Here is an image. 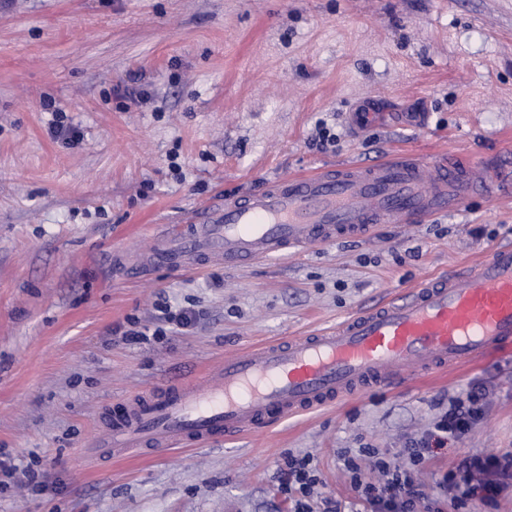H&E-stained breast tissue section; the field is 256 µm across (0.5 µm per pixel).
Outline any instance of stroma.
<instances>
[{
	"instance_id": "1",
	"label": "stroma",
	"mask_w": 512,
	"mask_h": 512,
	"mask_svg": "<svg viewBox=\"0 0 512 512\" xmlns=\"http://www.w3.org/2000/svg\"><path fill=\"white\" fill-rule=\"evenodd\" d=\"M58 109L78 144L52 136ZM321 120L338 135L323 152ZM399 150L512 175V0H0V450L39 459L46 485L0 478V512H289V452L313 456L319 498L348 504L345 457H397L473 388L485 414L422 467L427 493L469 455L512 453L504 353L201 449L76 462L128 395L512 243V199L475 194L422 224L241 267L114 266L216 193ZM164 301L202 317L145 344L113 335L130 318L155 327Z\"/></svg>"
}]
</instances>
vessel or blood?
I'll use <instances>...</instances> for the list:
<instances>
[{
    "mask_svg": "<svg viewBox=\"0 0 512 512\" xmlns=\"http://www.w3.org/2000/svg\"><path fill=\"white\" fill-rule=\"evenodd\" d=\"M512 197V177L485 162H428L397 153L313 174H281L261 188L217 196L153 237L127 275L213 262L248 264L375 225L458 210L469 194ZM512 350V245L477 264L361 306L335 328L225 357L215 372L128 397L104 418L94 459L233 439L329 406L369 387H392L430 367L472 364Z\"/></svg>",
    "mask_w": 512,
    "mask_h": 512,
    "instance_id": "vessel-or-blood-1",
    "label": "vessel or blood"
}]
</instances>
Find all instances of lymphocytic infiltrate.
<instances>
[{
  "label": "lymphocytic infiltrate",
  "mask_w": 512,
  "mask_h": 512,
  "mask_svg": "<svg viewBox=\"0 0 512 512\" xmlns=\"http://www.w3.org/2000/svg\"><path fill=\"white\" fill-rule=\"evenodd\" d=\"M483 414L479 391H470L466 399L452 400L430 429L406 443L403 461L384 455L374 457L372 464L381 475L376 483L363 481L356 460L345 458L344 465L363 512H471L477 502L495 505L512 482V456L476 454L464 458L457 468L442 475L439 485L443 493L436 501L430 499L417 478L432 449L463 439ZM279 474V489L288 496L292 512H315L314 494L320 477L310 455L288 456L280 465Z\"/></svg>",
  "instance_id": "1"
}]
</instances>
